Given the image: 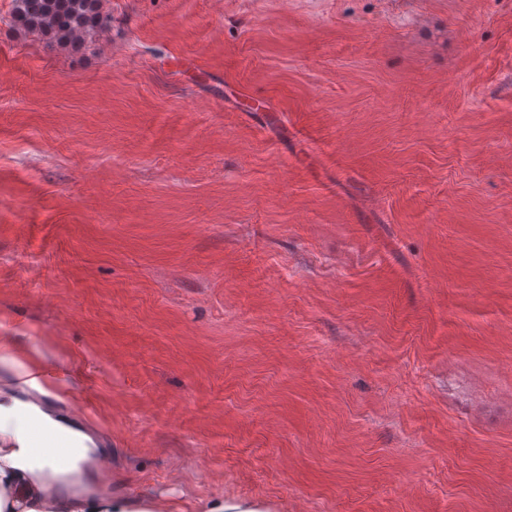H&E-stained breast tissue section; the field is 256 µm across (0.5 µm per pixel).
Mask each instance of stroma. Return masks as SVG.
<instances>
[{
  "label": "stroma",
  "mask_w": 512,
  "mask_h": 512,
  "mask_svg": "<svg viewBox=\"0 0 512 512\" xmlns=\"http://www.w3.org/2000/svg\"><path fill=\"white\" fill-rule=\"evenodd\" d=\"M12 4L0 399L164 512H512V0ZM12 22L26 32H40L75 47L103 30L109 18L102 0H14Z\"/></svg>",
  "instance_id": "obj_1"
}]
</instances>
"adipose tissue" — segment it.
<instances>
[{
	"mask_svg": "<svg viewBox=\"0 0 512 512\" xmlns=\"http://www.w3.org/2000/svg\"><path fill=\"white\" fill-rule=\"evenodd\" d=\"M82 456L65 458L60 448H31L28 445L0 453V512L7 506H22L23 512H36L34 501H43L47 512H157L156 503H135L123 494L100 497L76 496L63 502L46 498L51 480L64 486L80 487L85 472Z\"/></svg>",
	"mask_w": 512,
	"mask_h": 512,
	"instance_id": "adipose-tissue-1",
	"label": "adipose tissue"
}]
</instances>
